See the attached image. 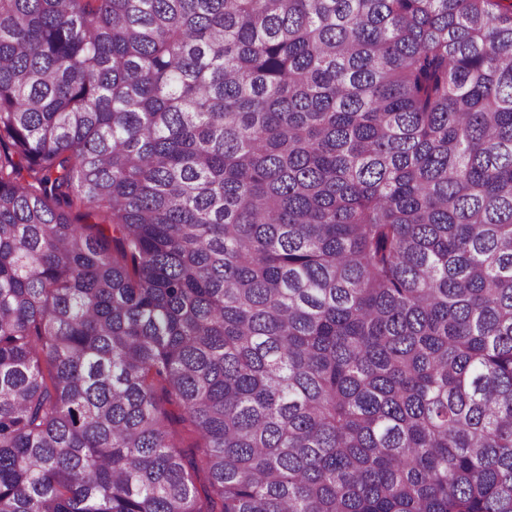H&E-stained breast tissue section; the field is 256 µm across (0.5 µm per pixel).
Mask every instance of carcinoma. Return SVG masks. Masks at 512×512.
I'll return each instance as SVG.
<instances>
[{"mask_svg":"<svg viewBox=\"0 0 512 512\" xmlns=\"http://www.w3.org/2000/svg\"><path fill=\"white\" fill-rule=\"evenodd\" d=\"M0 512H512V0H0Z\"/></svg>","mask_w":512,"mask_h":512,"instance_id":"1","label":"carcinoma"}]
</instances>
